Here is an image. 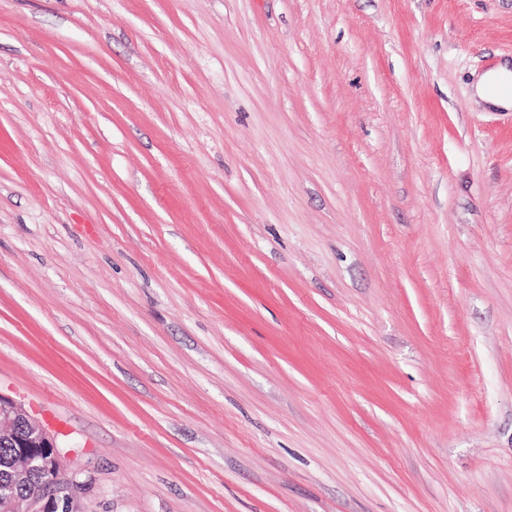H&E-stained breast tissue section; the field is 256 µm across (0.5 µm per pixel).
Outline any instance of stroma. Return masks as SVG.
Returning a JSON list of instances; mask_svg holds the SVG:
<instances>
[{
    "mask_svg": "<svg viewBox=\"0 0 512 512\" xmlns=\"http://www.w3.org/2000/svg\"><path fill=\"white\" fill-rule=\"evenodd\" d=\"M512 0H0V394L74 512H512ZM512 82V70L508 63L499 65L497 68L481 75L474 84V92L483 103L495 108L506 110L512 109V95H492L488 88L491 84H501L507 86Z\"/></svg>",
    "mask_w": 512,
    "mask_h": 512,
    "instance_id": "1",
    "label": "stroma"
}]
</instances>
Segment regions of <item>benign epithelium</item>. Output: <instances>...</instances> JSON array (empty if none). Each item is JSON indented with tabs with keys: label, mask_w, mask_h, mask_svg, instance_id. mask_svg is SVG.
Segmentation results:
<instances>
[{
	"label": "benign epithelium",
	"mask_w": 512,
	"mask_h": 512,
	"mask_svg": "<svg viewBox=\"0 0 512 512\" xmlns=\"http://www.w3.org/2000/svg\"><path fill=\"white\" fill-rule=\"evenodd\" d=\"M14 449L9 485L0 487V512H57L53 493L64 482L63 460L41 422L0 394V443Z\"/></svg>",
	"instance_id": "7a95c632"
}]
</instances>
